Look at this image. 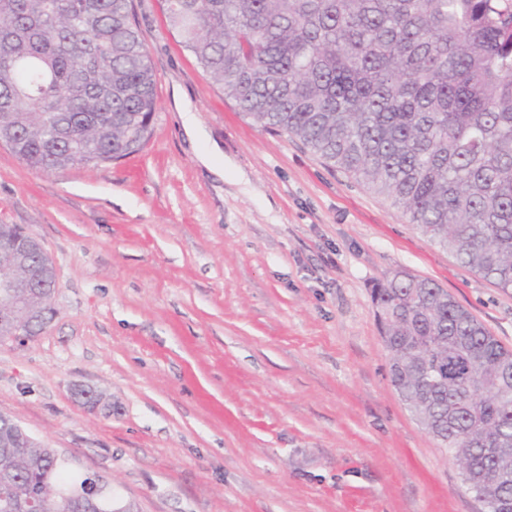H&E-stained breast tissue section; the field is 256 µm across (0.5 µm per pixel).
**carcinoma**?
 Masks as SVG:
<instances>
[{
  "label": "carcinoma",
  "instance_id": "obj_1",
  "mask_svg": "<svg viewBox=\"0 0 512 512\" xmlns=\"http://www.w3.org/2000/svg\"><path fill=\"white\" fill-rule=\"evenodd\" d=\"M203 71L265 129L392 201L512 289V0H166ZM156 112L131 0H0V142L32 170L139 151ZM391 383L489 512H512V350L408 273L373 289ZM0 419V512H72L94 485Z\"/></svg>",
  "mask_w": 512,
  "mask_h": 512
}]
</instances>
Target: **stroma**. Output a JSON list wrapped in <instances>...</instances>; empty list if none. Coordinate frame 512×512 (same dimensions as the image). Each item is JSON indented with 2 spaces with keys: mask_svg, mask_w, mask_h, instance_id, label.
I'll return each mask as SVG.
<instances>
[{
  "mask_svg": "<svg viewBox=\"0 0 512 512\" xmlns=\"http://www.w3.org/2000/svg\"><path fill=\"white\" fill-rule=\"evenodd\" d=\"M132 10L156 77L143 149L46 174L0 144V223L58 279L46 328L0 343V413L136 512H480L390 382L371 290L431 280L510 349L512 290L246 117L160 0Z\"/></svg>",
  "mask_w": 512,
  "mask_h": 512,
  "instance_id": "35a3bbf8",
  "label": "stroma"
}]
</instances>
